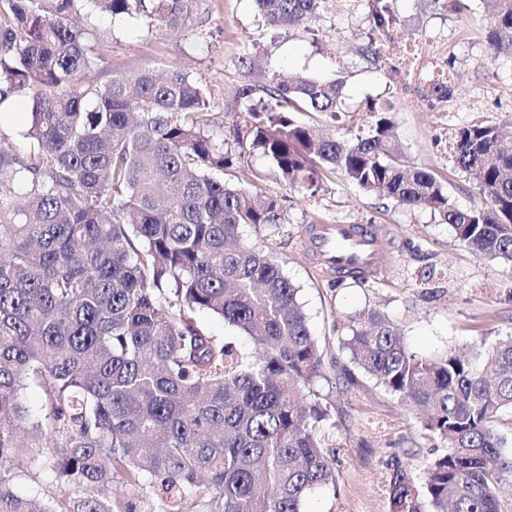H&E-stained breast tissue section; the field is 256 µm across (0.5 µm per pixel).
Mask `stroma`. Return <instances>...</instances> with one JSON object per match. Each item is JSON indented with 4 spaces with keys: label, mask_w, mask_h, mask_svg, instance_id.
<instances>
[{
    "label": "stroma",
    "mask_w": 512,
    "mask_h": 512,
    "mask_svg": "<svg viewBox=\"0 0 512 512\" xmlns=\"http://www.w3.org/2000/svg\"><path fill=\"white\" fill-rule=\"evenodd\" d=\"M398 23L380 40L388 54L418 46V65L447 61L452 76L446 98L428 97L391 66L362 56L372 35L366 0H325L308 30L274 36L252 0H197L188 25L148 34L131 19L96 18L104 44L95 73L145 65L183 67L209 92L214 132L241 121L237 88L265 74L345 79L343 106L389 99L395 104L396 145L406 160L431 171L453 203L469 209L481 197L465 173L455 169L443 145L451 129L492 121L512 136V49L490 56L484 0H393ZM253 53V67L240 65ZM28 101L13 98L0 106V147L21 158L30 145L23 133ZM245 183L285 200L293 241L278 247L284 271L301 286L311 330L329 362L317 388L336 405V441L343 463L336 490L311 493L303 512H392L388 485L396 465L421 474L436 450L412 418V408L366 379L350 383L331 364L338 356L337 324L365 308L386 311L399 325L408 347L421 355L449 350L464 353L479 338L512 335V268L463 250L448 225L424 209L383 205L348 183L340 173L323 174L315 196L287 191L271 168L254 160ZM313 224H362L376 232L383 248L378 270L367 283L333 282L322 275L301 240ZM15 488L34 499L77 498L54 482L32 458L16 460Z\"/></svg>",
    "instance_id": "1"
}]
</instances>
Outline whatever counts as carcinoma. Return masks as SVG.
<instances>
[{"mask_svg": "<svg viewBox=\"0 0 512 512\" xmlns=\"http://www.w3.org/2000/svg\"><path fill=\"white\" fill-rule=\"evenodd\" d=\"M80 0H0V103H31L25 162L0 149V512H114V478H150L158 512L188 490L202 512H302L336 488L335 405L316 390L324 353L276 251L250 227L288 235L280 199L224 180L265 158L285 186L315 194L321 171L361 191L425 208L456 242L512 267V139L480 122L453 130L448 156L481 204L459 209L428 170L395 148L389 101H368L343 132L313 136L296 112L336 115L344 78L289 83L273 73L235 102L233 139L209 130L213 104L180 68L90 75L102 46ZM147 30L176 29L197 0H85ZM325 0H253L273 29L304 27ZM373 29L397 23L389 0H366ZM487 43L512 45V0H486ZM212 313L248 336L254 355L200 329ZM339 350L375 386L421 408L441 452L421 478L397 467L392 512H500L512 448V337L470 355H419L370 308L347 317ZM39 387L32 414L24 391ZM51 446L40 464L80 497L66 508L15 490L5 463Z\"/></svg>", "mask_w": 512, "mask_h": 512, "instance_id": "obj_1", "label": "carcinoma"}]
</instances>
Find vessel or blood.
<instances>
[{
	"mask_svg": "<svg viewBox=\"0 0 512 512\" xmlns=\"http://www.w3.org/2000/svg\"><path fill=\"white\" fill-rule=\"evenodd\" d=\"M307 247L318 259L323 272L334 269H362L376 247L364 226L359 224H319L307 239Z\"/></svg>",
	"mask_w": 512,
	"mask_h": 512,
	"instance_id": "obj_1",
	"label": "vessel or blood"
}]
</instances>
